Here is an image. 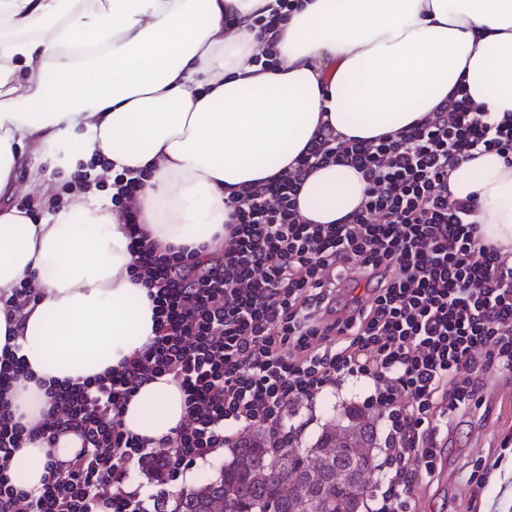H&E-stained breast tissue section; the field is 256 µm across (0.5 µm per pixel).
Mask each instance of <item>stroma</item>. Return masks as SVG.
Wrapping results in <instances>:
<instances>
[{"mask_svg": "<svg viewBox=\"0 0 512 512\" xmlns=\"http://www.w3.org/2000/svg\"><path fill=\"white\" fill-rule=\"evenodd\" d=\"M371 392L366 381L349 379L303 403L297 416L305 424L300 446H310L329 419L343 417L345 408L362 406ZM511 427L512 372H504L477 402L449 414L441 459L412 490L414 512H512V447L500 443ZM474 470L485 478L476 495L467 482Z\"/></svg>", "mask_w": 512, "mask_h": 512, "instance_id": "stroma-1", "label": "stroma"}]
</instances>
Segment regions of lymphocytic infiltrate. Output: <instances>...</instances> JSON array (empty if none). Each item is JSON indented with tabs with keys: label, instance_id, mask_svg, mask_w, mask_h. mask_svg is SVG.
Segmentation results:
<instances>
[{
	"label": "lymphocytic infiltrate",
	"instance_id": "obj_1",
	"mask_svg": "<svg viewBox=\"0 0 512 512\" xmlns=\"http://www.w3.org/2000/svg\"><path fill=\"white\" fill-rule=\"evenodd\" d=\"M476 150L512 157V121L461 88L392 135L318 131L295 168L244 190L223 247L158 249L130 213L155 337L110 374L48 385L61 418L29 429L0 404V512H176L169 485L223 449L225 427L292 446L291 408L350 378L371 381L388 422L376 512H411L420 472L442 454L436 414L467 407L493 371L512 372V252L483 241L473 196L448 190ZM328 164L360 173L363 200L345 223H306L298 192ZM163 375L182 391L185 420L156 443L127 431L120 412ZM69 433L74 458L47 460L40 487L19 488L23 445ZM138 471L159 487L150 498L128 486Z\"/></svg>",
	"mask_w": 512,
	"mask_h": 512
}]
</instances>
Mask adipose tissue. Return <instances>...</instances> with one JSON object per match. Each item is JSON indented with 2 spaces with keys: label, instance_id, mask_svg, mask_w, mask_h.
Returning a JSON list of instances; mask_svg holds the SVG:
<instances>
[{
  "label": "adipose tissue",
  "instance_id": "ef3b65f1",
  "mask_svg": "<svg viewBox=\"0 0 512 512\" xmlns=\"http://www.w3.org/2000/svg\"><path fill=\"white\" fill-rule=\"evenodd\" d=\"M278 0H0V351L30 378L5 397L32 425L49 408L38 379L71 384L118 369L154 336L153 304L132 278L126 215L89 170L41 218L13 207L50 171L103 158L136 179L133 207L153 242L190 248L223 233L247 186L288 170L322 126L357 138L420 121L457 84L482 111L512 113V0H307L269 31ZM278 66H263L266 53ZM352 168L304 181L310 224H341L364 196ZM475 194L486 243L512 250V163L476 152L451 175ZM35 300L10 312L21 281ZM184 417L170 377L144 383L121 415L160 441ZM78 440L25 444L19 485Z\"/></svg>",
  "mask_w": 512,
  "mask_h": 512
}]
</instances>
